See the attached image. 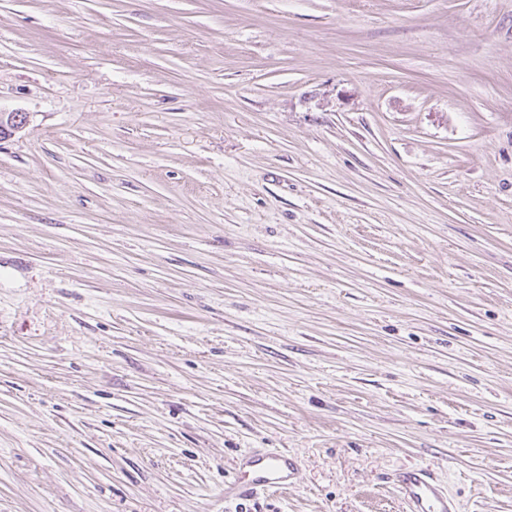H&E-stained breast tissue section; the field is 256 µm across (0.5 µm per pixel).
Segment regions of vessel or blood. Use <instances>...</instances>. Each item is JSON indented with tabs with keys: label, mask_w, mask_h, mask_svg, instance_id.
<instances>
[{
	"label": "vessel or blood",
	"mask_w": 512,
	"mask_h": 512,
	"mask_svg": "<svg viewBox=\"0 0 512 512\" xmlns=\"http://www.w3.org/2000/svg\"><path fill=\"white\" fill-rule=\"evenodd\" d=\"M242 479L224 484L225 498L265 491H285L294 483L297 464L287 451L253 450L239 461ZM395 486L405 512H458L456 501L426 468L413 466L399 472Z\"/></svg>",
	"instance_id": "1"
}]
</instances>
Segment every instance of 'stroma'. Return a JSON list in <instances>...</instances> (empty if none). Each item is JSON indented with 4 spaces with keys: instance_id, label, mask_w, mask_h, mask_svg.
<instances>
[{
    "instance_id": "obj_1",
    "label": "stroma",
    "mask_w": 512,
    "mask_h": 512,
    "mask_svg": "<svg viewBox=\"0 0 512 512\" xmlns=\"http://www.w3.org/2000/svg\"><path fill=\"white\" fill-rule=\"evenodd\" d=\"M0 113V512H512V0H0ZM239 470L245 480L224 483V498L265 491H286L294 484L297 464L286 450H253L243 455ZM395 486L405 512H458L456 501L427 468L413 466L399 472Z\"/></svg>"
}]
</instances>
